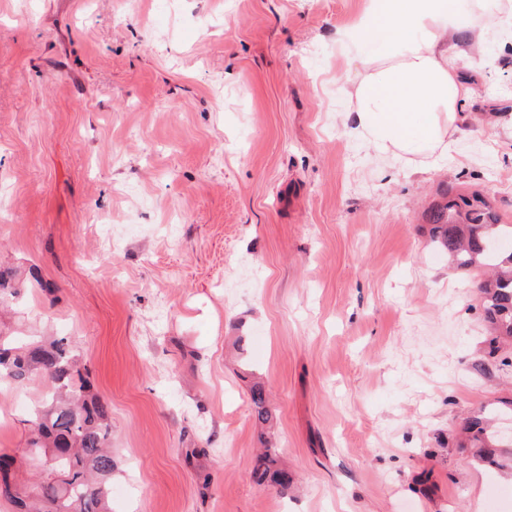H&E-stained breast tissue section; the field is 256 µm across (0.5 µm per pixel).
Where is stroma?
Masks as SVG:
<instances>
[{
  "mask_svg": "<svg viewBox=\"0 0 512 512\" xmlns=\"http://www.w3.org/2000/svg\"><path fill=\"white\" fill-rule=\"evenodd\" d=\"M368 0H0V331L69 338L112 420V512H512L467 418L512 401L443 198L512 224V24L466 14L447 159L350 118ZM262 377V433L239 372ZM41 380L0 384L19 478ZM271 441L294 478L256 486Z\"/></svg>",
  "mask_w": 512,
  "mask_h": 512,
  "instance_id": "stroma-1",
  "label": "stroma"
}]
</instances>
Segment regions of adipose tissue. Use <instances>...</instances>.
<instances>
[{
  "label": "adipose tissue",
  "mask_w": 512,
  "mask_h": 512,
  "mask_svg": "<svg viewBox=\"0 0 512 512\" xmlns=\"http://www.w3.org/2000/svg\"><path fill=\"white\" fill-rule=\"evenodd\" d=\"M469 32L448 0H378L363 37L404 46L394 58L357 59L355 131L380 157L421 155L430 165L447 157L460 134L458 108L470 95L454 65L456 42Z\"/></svg>",
  "instance_id": "ef3b65f1"
}]
</instances>
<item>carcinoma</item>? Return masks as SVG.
<instances>
[{
    "mask_svg": "<svg viewBox=\"0 0 512 512\" xmlns=\"http://www.w3.org/2000/svg\"><path fill=\"white\" fill-rule=\"evenodd\" d=\"M431 242L448 253L450 263L462 270L488 273L478 283L484 318L491 325L490 346L512 339V252L500 254L487 246L499 224L479 196L461 197L437 206L430 215ZM36 376L48 384V399L35 411L28 444L42 451L43 468L33 481L14 476L15 458L0 455V499L17 512H110L112 474L116 464L110 448L112 433L108 404L93 392L81 373V361L64 338L19 343L0 336V383ZM250 400L256 421L269 425L272 412L264 385L254 373ZM479 443V459L490 461L500 444L498 432L482 417L468 427ZM252 477L259 486L275 484L288 490L292 478L281 467L277 451L266 448L254 460Z\"/></svg>",
    "mask_w": 512,
    "mask_h": 512,
    "instance_id": "carcinoma-1",
    "label": "carcinoma"
}]
</instances>
